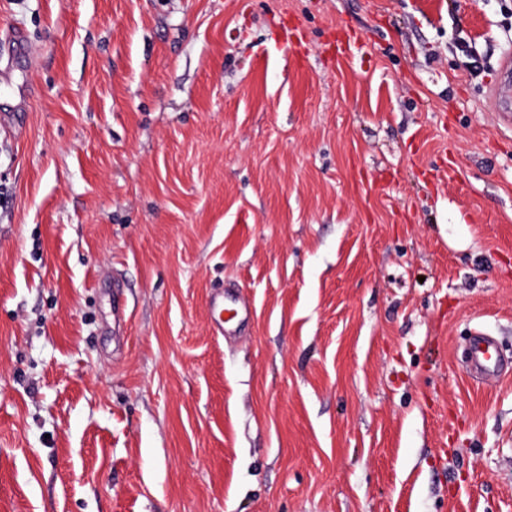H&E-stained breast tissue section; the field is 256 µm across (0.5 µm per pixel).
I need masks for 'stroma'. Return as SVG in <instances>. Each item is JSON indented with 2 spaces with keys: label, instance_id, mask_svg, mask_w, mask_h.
<instances>
[{
  "label": "stroma",
  "instance_id": "stroma-1",
  "mask_svg": "<svg viewBox=\"0 0 512 512\" xmlns=\"http://www.w3.org/2000/svg\"><path fill=\"white\" fill-rule=\"evenodd\" d=\"M506 51L512 0H0V512H512ZM490 108L498 113L503 125L510 128L512 122V59H503L499 68V80L491 88ZM493 343L485 336H475L471 348V363L474 370L485 376L493 375L499 365L498 357L493 358Z\"/></svg>",
  "mask_w": 512,
  "mask_h": 512
}]
</instances>
